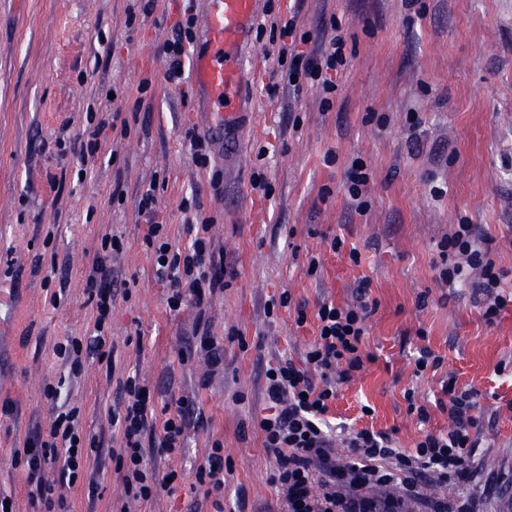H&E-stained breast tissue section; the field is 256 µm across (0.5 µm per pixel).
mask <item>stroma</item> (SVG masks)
I'll use <instances>...</instances> for the list:
<instances>
[{"label": "stroma", "mask_w": 512, "mask_h": 512, "mask_svg": "<svg viewBox=\"0 0 512 512\" xmlns=\"http://www.w3.org/2000/svg\"><path fill=\"white\" fill-rule=\"evenodd\" d=\"M144 3L0 0V497L15 512H40L12 446L51 423L46 385L59 404L79 408L84 432L107 439L117 383L134 376L157 406L196 396L211 419L188 430L181 456L160 463L178 473L171 493L136 512H187L202 499L195 469L211 438L224 442V512H277L275 460L252 422L267 403L264 371L278 356L302 360L313 340V325L296 322L297 305L353 301L364 276L377 307L363 349L375 360L343 386L328 423L391 431L413 448L423 431L447 428L433 404L455 374L481 393L476 512H504L512 498V0H300L301 31L319 37L332 19L341 27L347 64L335 92L290 91L277 43L253 35L244 112L219 135L190 74L177 84L166 77L162 46L184 0H157L149 13ZM89 112L119 113L128 134L112 151L104 130L105 148L85 161L73 143ZM190 131L217 138L207 168L192 158ZM357 158L372 174L362 214L345 188ZM258 163L272 187L266 198L251 187ZM149 188L177 244L190 240L183 200L198 199L215 220L213 247L236 276L206 312L166 306L136 211ZM458 224L492 240L509 298L496 323L484 321L470 284L436 281L439 244ZM106 234L125 244L116 276L138 286L112 310L111 362L86 357L74 372L53 347L93 328L82 275ZM337 235L359 250L360 265L330 250ZM313 254L322 268L311 277ZM284 291L291 306L267 312ZM205 328L225 341L221 369L196 345ZM233 329L247 349L227 340ZM422 347L442 363L420 374ZM412 403L431 407L428 423L409 413ZM125 501L107 453L69 497L73 512H111Z\"/></svg>", "instance_id": "1"}]
</instances>
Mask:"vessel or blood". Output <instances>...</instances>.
Returning <instances> with one entry per match:
<instances>
[{
	"label": "vessel or blood",
	"mask_w": 512,
	"mask_h": 512,
	"mask_svg": "<svg viewBox=\"0 0 512 512\" xmlns=\"http://www.w3.org/2000/svg\"><path fill=\"white\" fill-rule=\"evenodd\" d=\"M258 0H204V39L193 51L192 76L207 99V109L223 125L239 114L242 49L250 41Z\"/></svg>",
	"instance_id": "vessel-or-blood-1"
}]
</instances>
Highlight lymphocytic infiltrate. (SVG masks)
<instances>
[{"label":"lymphocytic infiltrate","mask_w":512,"mask_h":512,"mask_svg":"<svg viewBox=\"0 0 512 512\" xmlns=\"http://www.w3.org/2000/svg\"><path fill=\"white\" fill-rule=\"evenodd\" d=\"M271 27L284 40L278 61L288 66L289 86L298 90L311 82L323 92L334 91L333 73L346 63L343 37L333 35L328 48L308 53L301 46L310 37L301 33L297 12L273 21ZM137 209L147 226L142 244L150 251L158 274L167 281L169 309L180 310L189 301L203 307L223 290L226 273L224 259L215 254L208 237L211 219L198 217L191 244L179 249L172 245L170 225L158 218L153 191L142 194ZM439 248L438 282L451 287L464 269L478 271L480 313L486 322H494L507 300L499 293L502 273L492 257L490 239L479 236L474 225L459 224ZM123 250L121 239L102 237L83 275L87 304L95 315L93 330L86 339L70 337L55 347L56 355L71 367H79L83 356L100 354L112 306L117 296H128L131 291L130 280L116 278L112 267L114 255ZM368 288V280L359 281L358 298L351 305L324 301L312 313L305 306L295 307L298 323L313 321L314 339L301 362L281 358L264 371L267 406L255 425L266 454L276 460L270 483L282 512H402L405 501L424 500L422 487L427 482L437 484L442 495L424 500L425 512H473L472 501L463 490L478 475L473 450L483 428L480 393L475 388L459 387L452 376L443 380L434 408L447 414L448 428L424 432L408 450L398 448L394 436L385 431L365 427L339 438L327 424L326 416L343 385L353 381L373 359L362 350L367 320L376 309ZM119 390V407L110 418L115 471L127 494L147 503L171 488L153 466V459L174 458L184 446L187 429L207 428L210 420L199 401L182 397L156 410L150 389L131 378L121 382ZM431 409L408 407L422 423L429 421ZM96 445V440H85L77 410L58 411L48 429L13 450L27 465L29 499L48 506L53 491L71 490L81 471L88 469L89 450ZM340 447L345 448V456H337ZM49 461L59 465L55 487L43 483L39 476L42 465ZM195 478L211 492L223 494L224 448L220 440L208 442Z\"/></svg>","instance_id":"lymphocytic-infiltrate-1"}]
</instances>
